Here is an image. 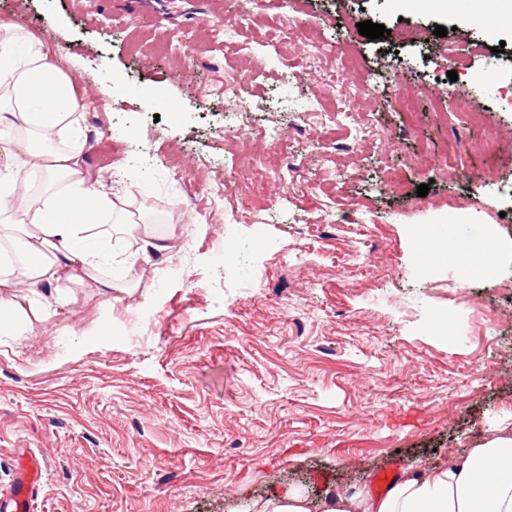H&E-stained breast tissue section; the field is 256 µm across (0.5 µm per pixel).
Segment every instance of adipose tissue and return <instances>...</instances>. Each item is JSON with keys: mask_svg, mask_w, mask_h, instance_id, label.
I'll list each match as a JSON object with an SVG mask.
<instances>
[{"mask_svg": "<svg viewBox=\"0 0 512 512\" xmlns=\"http://www.w3.org/2000/svg\"><path fill=\"white\" fill-rule=\"evenodd\" d=\"M83 99L73 81L16 18L0 17V319L19 295L51 303L71 281L102 295L113 249L164 253L165 239L112 197L84 162ZM512 416L490 422L448 465L408 467L385 494L364 490L314 500L301 491L251 512H512Z\"/></svg>", "mask_w": 512, "mask_h": 512, "instance_id": "1", "label": "adipose tissue"}]
</instances>
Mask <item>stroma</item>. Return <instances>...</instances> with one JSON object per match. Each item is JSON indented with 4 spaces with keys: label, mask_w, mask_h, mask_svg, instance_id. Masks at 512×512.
I'll return each mask as SVG.
<instances>
[{
    "label": "stroma",
    "mask_w": 512,
    "mask_h": 512,
    "mask_svg": "<svg viewBox=\"0 0 512 512\" xmlns=\"http://www.w3.org/2000/svg\"><path fill=\"white\" fill-rule=\"evenodd\" d=\"M458 10L0 0L85 98L86 164L172 245L112 265L111 297L71 283L48 311L21 300L0 334V492L33 455V512L378 495L380 475L446 464L512 412V281L454 258L512 240V24L464 28ZM366 20L388 35L361 36ZM251 67L245 113L215 87ZM271 126L289 165L264 177ZM208 180L223 193L195 196Z\"/></svg>",
    "instance_id": "obj_1"
}]
</instances>
